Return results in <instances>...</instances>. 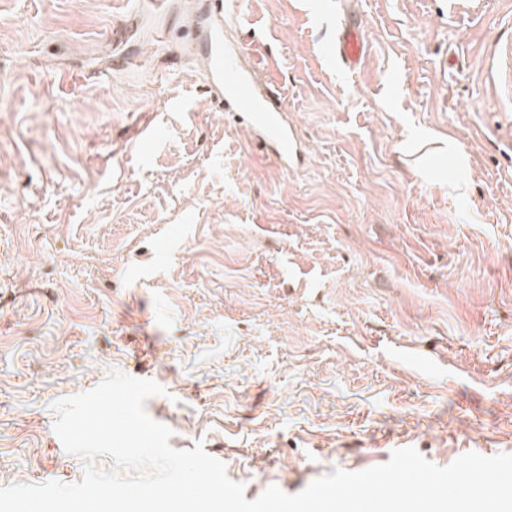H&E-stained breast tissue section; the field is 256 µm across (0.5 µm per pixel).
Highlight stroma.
I'll list each match as a JSON object with an SVG mask.
<instances>
[{
  "instance_id": "35a3bbf8",
  "label": "stroma",
  "mask_w": 512,
  "mask_h": 512,
  "mask_svg": "<svg viewBox=\"0 0 512 512\" xmlns=\"http://www.w3.org/2000/svg\"><path fill=\"white\" fill-rule=\"evenodd\" d=\"M143 2L0 0V488L81 481L51 405L113 369L250 501L406 447L512 453V0H241L224 37L281 87L295 174ZM346 14L352 75L319 53ZM445 136L465 169H427ZM369 48L362 20L358 16L344 17L336 30V38L330 44V52L339 67L349 74L358 72ZM494 58L497 60V84L499 99L494 104L503 103L504 99L512 102V43L496 44Z\"/></svg>"
}]
</instances>
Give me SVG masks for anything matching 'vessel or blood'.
Returning <instances> with one entry per match:
<instances>
[{
  "label": "vessel or blood",
  "mask_w": 512,
  "mask_h": 512,
  "mask_svg": "<svg viewBox=\"0 0 512 512\" xmlns=\"http://www.w3.org/2000/svg\"><path fill=\"white\" fill-rule=\"evenodd\" d=\"M206 31L184 48L188 58L198 59L202 89L216 111L225 113L245 127L282 169L299 168L304 148L290 125L288 108L281 91L272 83L260 82L255 70L242 65L241 46L224 43V0H202ZM369 42L362 20L348 16L341 20L330 52L346 73L358 72L369 54ZM497 84L500 96L512 102V43L496 45Z\"/></svg>",
  "instance_id": "obj_1"
}]
</instances>
